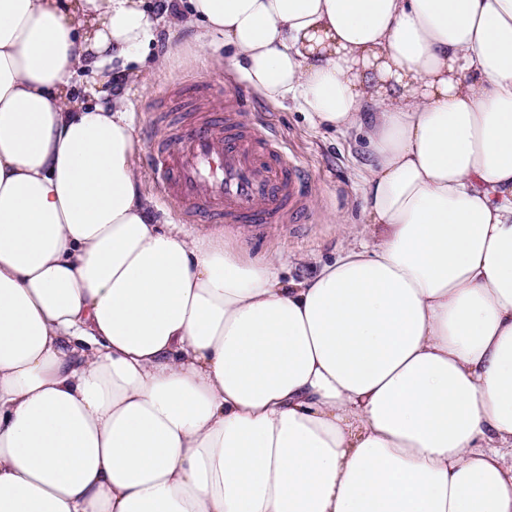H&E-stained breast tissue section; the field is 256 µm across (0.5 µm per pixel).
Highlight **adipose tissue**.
I'll return each mask as SVG.
<instances>
[{"label":"adipose tissue","instance_id":"1","mask_svg":"<svg viewBox=\"0 0 512 512\" xmlns=\"http://www.w3.org/2000/svg\"><path fill=\"white\" fill-rule=\"evenodd\" d=\"M265 99L366 140L304 281L151 212L145 0H0V512H512V0H188Z\"/></svg>","mask_w":512,"mask_h":512}]
</instances>
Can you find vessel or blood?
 <instances>
[{
  "mask_svg": "<svg viewBox=\"0 0 512 512\" xmlns=\"http://www.w3.org/2000/svg\"><path fill=\"white\" fill-rule=\"evenodd\" d=\"M170 95L173 129L152 145L149 161L156 181L181 199L187 221L204 217L257 231L302 218L308 192L301 163L277 136L255 135L240 122L235 89L184 85ZM208 96L223 99V113L197 111Z\"/></svg>",
  "mask_w": 512,
  "mask_h": 512,
  "instance_id": "1",
  "label": "vessel or blood"
}]
</instances>
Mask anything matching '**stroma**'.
Segmentation results:
<instances>
[{
  "label": "stroma",
  "mask_w": 512,
  "mask_h": 512,
  "mask_svg": "<svg viewBox=\"0 0 512 512\" xmlns=\"http://www.w3.org/2000/svg\"><path fill=\"white\" fill-rule=\"evenodd\" d=\"M192 40V35L185 32L160 34L144 62L129 63V72L121 79L109 77L96 86V101L106 102L117 94L131 100L137 138L135 164L141 177L148 180L150 145L168 134L167 128L153 119L154 113L162 111L167 93L184 84L220 83L236 89L248 103L242 122L256 132L276 133L287 151L305 167L312 192L306 223L272 224L260 234L228 225L224 228V243L251 258H281L288 264L290 278L312 277L322 260L332 257L346 244L336 232L335 217H343L350 224L364 222L359 182L365 161L361 136L354 131L340 133L313 126L293 103L278 105L265 100L231 69L196 59ZM161 57L166 60L167 73L156 78L152 67ZM147 188L152 208L169 213L176 223H183V209L176 199L165 195L149 180Z\"/></svg>",
  "instance_id": "obj_1"
}]
</instances>
